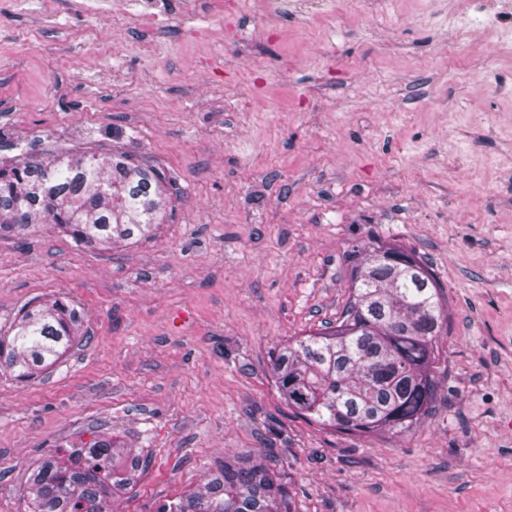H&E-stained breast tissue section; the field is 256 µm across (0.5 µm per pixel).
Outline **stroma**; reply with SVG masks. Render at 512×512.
Here are the masks:
<instances>
[{"mask_svg":"<svg viewBox=\"0 0 512 512\" xmlns=\"http://www.w3.org/2000/svg\"><path fill=\"white\" fill-rule=\"evenodd\" d=\"M0 0V158L120 151L173 177L156 234L119 249L42 224L0 237V334L29 303L81 337L0 368V512L56 447L113 437L159 512L233 453H268L296 512H512V52L448 33L449 0H318L267 20L225 0ZM415 254L448 311L437 394L400 435L289 407V341L336 324L349 252Z\"/></svg>","mask_w":512,"mask_h":512,"instance_id":"35a3bbf8","label":"stroma"}]
</instances>
